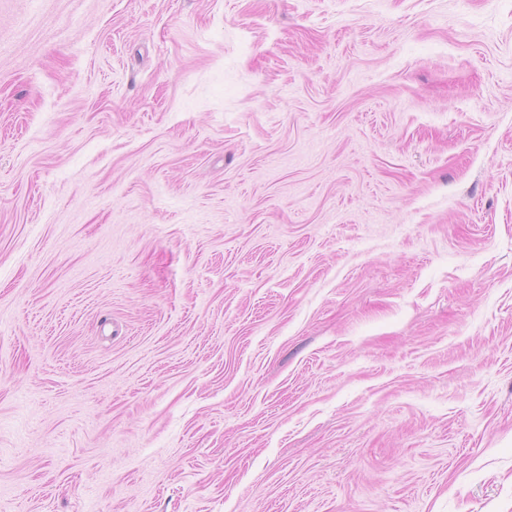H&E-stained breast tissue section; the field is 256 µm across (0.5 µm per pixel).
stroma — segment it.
<instances>
[{
	"instance_id": "35a3bbf8",
	"label": "stroma",
	"mask_w": 512,
	"mask_h": 512,
	"mask_svg": "<svg viewBox=\"0 0 512 512\" xmlns=\"http://www.w3.org/2000/svg\"><path fill=\"white\" fill-rule=\"evenodd\" d=\"M0 512H512V0H0Z\"/></svg>"
}]
</instances>
